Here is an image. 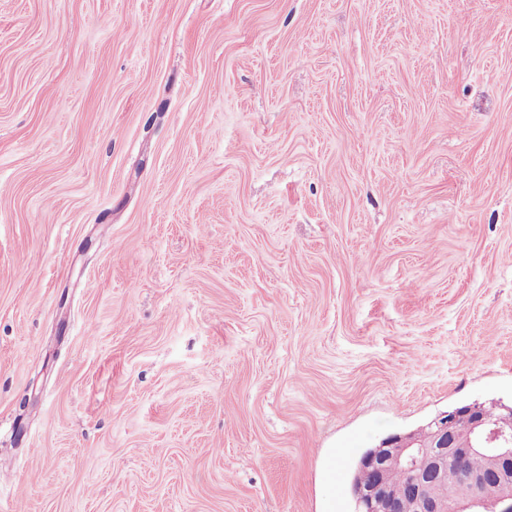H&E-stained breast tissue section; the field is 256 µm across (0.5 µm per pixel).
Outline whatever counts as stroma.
Listing matches in <instances>:
<instances>
[{"label": "stroma", "instance_id": "obj_1", "mask_svg": "<svg viewBox=\"0 0 512 512\" xmlns=\"http://www.w3.org/2000/svg\"><path fill=\"white\" fill-rule=\"evenodd\" d=\"M472 404L512 0H0V512H356Z\"/></svg>", "mask_w": 512, "mask_h": 512}]
</instances>
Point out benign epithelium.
<instances>
[{
  "mask_svg": "<svg viewBox=\"0 0 512 512\" xmlns=\"http://www.w3.org/2000/svg\"><path fill=\"white\" fill-rule=\"evenodd\" d=\"M468 421L470 443L455 444L458 420ZM430 442L404 435L382 439L371 452L361 455L359 465L373 474L372 482L358 486L354 495L363 512H401V499L392 493L384 479L388 469H398L407 478L405 497L413 512H512V430L489 420L477 405H465L438 416ZM471 455H482L486 466L468 470L464 462ZM456 469L448 476V461ZM459 482L469 487L466 497L455 494ZM448 487V496L437 497L431 488Z\"/></svg>",
  "mask_w": 512,
  "mask_h": 512,
  "instance_id": "obj_1",
  "label": "benign epithelium"
}]
</instances>
